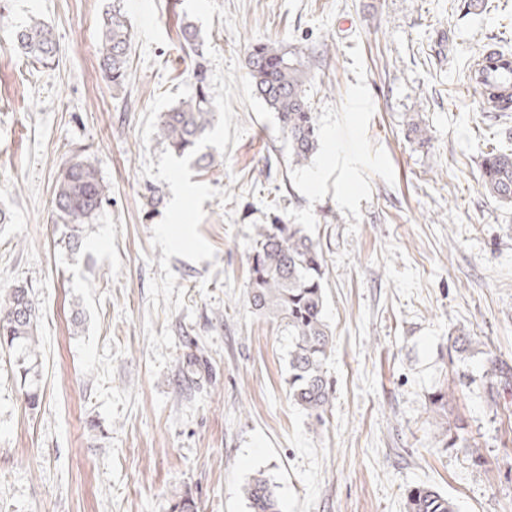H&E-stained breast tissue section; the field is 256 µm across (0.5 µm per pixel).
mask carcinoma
<instances>
[{
  "label": "carcinoma",
  "instance_id": "carcinoma-1",
  "mask_svg": "<svg viewBox=\"0 0 512 512\" xmlns=\"http://www.w3.org/2000/svg\"><path fill=\"white\" fill-rule=\"evenodd\" d=\"M179 39L191 53L199 42L194 25L184 24ZM131 31L117 5L105 13L99 48V66L105 79L121 85L127 74ZM52 30L33 19L16 32L14 49L43 66L56 54ZM246 65L257 97L274 112L288 142L289 162L305 166L318 146L316 113L306 93L308 72L302 55H287L267 43L247 51ZM194 92L163 113L157 136L178 157L188 154L214 126L217 118L205 73L195 71ZM482 186L502 203L512 204V151H494L482 161ZM110 187L100 179L89 158L77 154L57 181L54 206L66 226L62 242L70 251L82 245L83 224L100 208ZM249 300L254 310L278 324L288 339V388L295 404L317 422L330 407L333 382L325 369L333 338L324 318L323 257L300 224H261L256 228L250 254ZM37 306L31 291L23 286L0 296V349L7 352L14 374L20 380L26 403L40 402L39 377L43 368L37 350ZM473 338L465 333L448 337V359L468 352ZM484 376L490 388L512 385V366L490 356ZM462 421L448 424L435 436L445 448L466 440ZM250 512H281L274 485L263 474L245 487ZM406 512H459L448 496L428 486L408 491Z\"/></svg>",
  "mask_w": 512,
  "mask_h": 512
}]
</instances>
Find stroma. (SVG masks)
Segmentation results:
<instances>
[{
    "mask_svg": "<svg viewBox=\"0 0 512 512\" xmlns=\"http://www.w3.org/2000/svg\"><path fill=\"white\" fill-rule=\"evenodd\" d=\"M119 2L133 34L123 86L99 67V28ZM211 43L245 67L265 42L310 60L319 147L288 163V143L249 105L225 153L192 182L233 193L204 201L216 251L170 268L186 307L148 315L163 278L151 245L172 192L143 176L140 116L193 84L178 34L185 0H0V292L38 305L42 401L30 408L0 355V512H249L264 473L282 512H405L427 485L459 512H512V390L489 399L493 353L512 364V205L481 186L480 162L512 150V111H483L469 86L487 44L512 52V0H217ZM53 29L51 68L16 55L31 19ZM427 125L432 139L409 138ZM85 150L111 192L69 252L52 207L56 181ZM302 225L324 258L326 368L334 394L316 423L288 394L287 340L252 308L249 250L258 225ZM171 329L170 363L148 369L145 318ZM475 344L473 377L446 410L427 395L455 379L448 338ZM470 445L435 441L447 422Z\"/></svg>",
    "mask_w": 512,
    "mask_h": 512,
    "instance_id": "obj_1",
    "label": "stroma"
}]
</instances>
